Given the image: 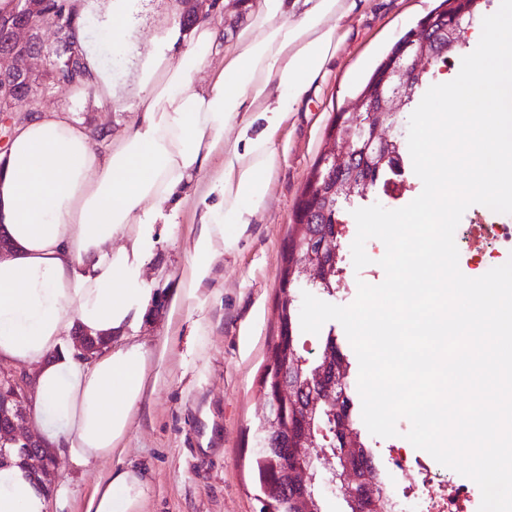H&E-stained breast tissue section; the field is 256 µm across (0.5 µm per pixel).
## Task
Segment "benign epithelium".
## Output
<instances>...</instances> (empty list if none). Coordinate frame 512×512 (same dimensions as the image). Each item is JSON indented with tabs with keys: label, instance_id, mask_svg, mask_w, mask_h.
<instances>
[{
	"label": "benign epithelium",
	"instance_id": "benign-epithelium-1",
	"mask_svg": "<svg viewBox=\"0 0 512 512\" xmlns=\"http://www.w3.org/2000/svg\"><path fill=\"white\" fill-rule=\"evenodd\" d=\"M184 13L197 20L207 18L208 11L214 10L217 0H183ZM50 0H18L15 8L0 10V112L27 113L40 95L47 82L50 68L40 67L34 61L41 58L68 56L84 62V51L78 39L65 35L66 27L54 25L56 44H46L42 40V24L38 20L49 14ZM434 52L429 49L425 37L412 31L400 42L397 50L390 56L378 73L373 85L360 101L358 108L367 110L369 119L363 123L364 146L359 148L353 138L331 142L325 150L321 166L326 168V177L330 178L332 189L348 188L353 195L365 196L376 181L364 175L363 165L357 157L359 151L381 153L390 142L383 131L387 129L383 118H393L404 104L407 96L416 91L420 84L423 69L418 63L431 61ZM340 248L336 238L325 239L319 251L310 252L303 260V268L309 278L315 279L321 273L317 256L334 255ZM73 349L76 356L85 360L94 358L101 350L87 333L77 329L73 332ZM34 394V382L24 370L0 371V419L7 421V432L0 436V466L11 463V457L19 458V464L28 466L39 477L41 483L50 487L55 483L54 454L34 434H24L22 425L27 419V406ZM265 430L269 440L264 446L272 447L273 441L280 435L279 419L275 407L266 404ZM306 434L301 447L290 448L292 459V481L296 489H305L321 476L324 486L336 493V496L357 504L369 496H374L375 488L358 483L353 475L352 460L359 456L360 449L346 445L340 457L327 451L330 437L326 433L316 435L313 432L312 416H307ZM321 441L324 448L325 470L319 471L308 453V446Z\"/></svg>",
	"mask_w": 512,
	"mask_h": 512
}]
</instances>
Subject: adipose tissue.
<instances>
[{
  "mask_svg": "<svg viewBox=\"0 0 512 512\" xmlns=\"http://www.w3.org/2000/svg\"><path fill=\"white\" fill-rule=\"evenodd\" d=\"M139 0H110L102 36L130 49ZM347 0H259L254 19L225 45L222 28L204 22L184 37L165 19L141 60L136 119L116 145L97 148L63 111L34 114L0 153V233L12 249L0 259V361L37 365L40 432L52 448L83 467L111 456L145 388L146 353L128 332L152 311L142 270L168 223L165 205L185 191L214 151L224 148L227 121L256 109L267 124L291 111L336 53ZM224 65L210 69L215 53ZM205 82H197L201 71ZM240 133L230 178H217L207 206L211 231L194 252L195 279L207 276L215 237L246 223L266 193L275 153L264 137ZM118 340L93 360L74 356V328ZM142 477L116 471L87 512H132ZM49 495L28 470L0 469V512H48Z\"/></svg>",
  "mask_w": 512,
  "mask_h": 512,
  "instance_id": "adipose-tissue-1",
  "label": "adipose tissue"
}]
</instances>
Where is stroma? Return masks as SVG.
<instances>
[{"label":"stroma","mask_w":512,"mask_h":512,"mask_svg":"<svg viewBox=\"0 0 512 512\" xmlns=\"http://www.w3.org/2000/svg\"><path fill=\"white\" fill-rule=\"evenodd\" d=\"M106 0H90L86 49L95 51L118 94L129 95L154 27L182 12L180 0H146L134 37L135 49L113 51L98 22ZM439 0H354L339 22V44L323 74L292 112L265 132L276 163L265 175L266 195L249 223L228 224L209 259L207 277L196 281L194 242L206 229L197 200L226 167L216 151L190 188L192 204L173 223L158 225L162 235L145 278L164 306L139 324L135 340L147 352L148 388L134 408L127 432L111 457L84 467L57 456L56 485L61 498L50 512H87L98 484L119 469H139L147 482L136 512H258L248 430L263 409L259 378L269 346L278 333V286L283 246L298 198L324 150L335 113L355 98L377 62ZM40 106L64 109L105 137L120 135L133 110L112 111L95 92L74 93L58 86ZM178 306H171V299Z\"/></svg>","instance_id":"stroma-1"}]
</instances>
